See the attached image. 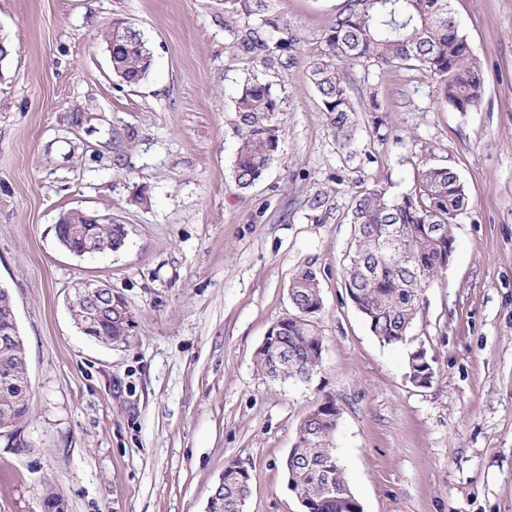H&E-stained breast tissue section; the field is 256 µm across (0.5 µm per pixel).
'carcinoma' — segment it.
<instances>
[{
  "label": "carcinoma",
  "instance_id": "1",
  "mask_svg": "<svg viewBox=\"0 0 512 512\" xmlns=\"http://www.w3.org/2000/svg\"><path fill=\"white\" fill-rule=\"evenodd\" d=\"M227 13L256 18L234 32L233 43L265 68L289 69L296 64L299 38L268 0H224ZM110 40V36H105ZM112 41V40H110ZM361 64L421 71L438 80L453 110L468 112L484 90V76L467 37L451 10L450 0H343L320 45L309 55L307 72L327 122L336 137L351 143L358 130V111L344 70ZM150 56L135 39L112 41V68L129 84H138L151 69ZM232 122L238 143L233 175L247 188L259 180L277 157L283 140V113L268 83L243 84L234 98ZM467 198L457 174L426 165L409 192L390 196L381 186L359 193L347 218L353 243L346 255L344 288L374 336L387 345L406 341L425 291L447 269L453 253L451 219L466 210ZM86 215L74 212L59 233L80 250L74 230ZM97 252L116 251L125 239L122 224H92ZM293 313L277 321L255 355L268 378L307 380L322 361L324 339L319 326L321 287L317 272L302 268L288 291ZM12 302L0 289V341L12 328ZM311 313L307 319L305 313ZM98 340L126 341L118 318L100 325ZM23 337L0 347V427L20 430L30 412V386ZM338 418L327 412L304 420L290 450L287 478L309 512H354L357 498L331 441ZM251 475L236 465L224 470V486L214 491L210 512H234V504L250 493Z\"/></svg>",
  "mask_w": 512,
  "mask_h": 512
}]
</instances>
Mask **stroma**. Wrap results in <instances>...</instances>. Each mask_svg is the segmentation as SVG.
<instances>
[{
    "mask_svg": "<svg viewBox=\"0 0 512 512\" xmlns=\"http://www.w3.org/2000/svg\"><path fill=\"white\" fill-rule=\"evenodd\" d=\"M342 2L270 0L300 43L293 68L268 71L232 49L244 20L224 0H0V288L31 387L26 447L0 439V512H44L51 496L64 512H205L232 463L252 476L245 512H301L283 462L328 397L363 512H512V0H451L485 74L476 108L451 109L420 72L359 65L347 145L306 66ZM129 24L152 54L136 85L104 42ZM253 75L277 94L284 137L243 189L231 107ZM426 164L458 174L469 208L406 342L387 345L344 288L346 214L366 188L409 191ZM70 211L124 225V246L74 256L56 236ZM303 267L320 278L322 363L274 381L255 353ZM82 281L125 298L126 343L76 327ZM418 348L426 387L406 377Z\"/></svg>",
    "mask_w": 512,
    "mask_h": 512,
    "instance_id": "obj_1",
    "label": "stroma"
}]
</instances>
